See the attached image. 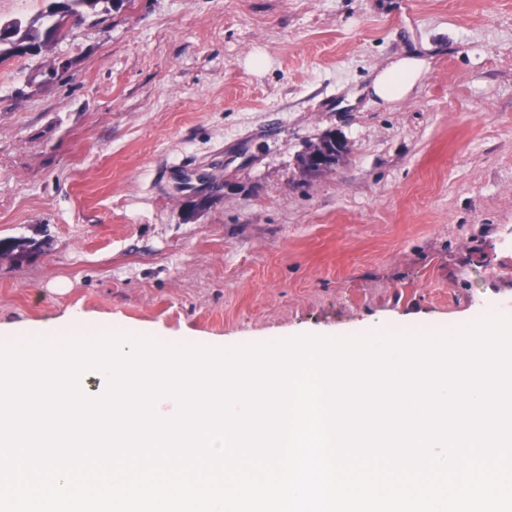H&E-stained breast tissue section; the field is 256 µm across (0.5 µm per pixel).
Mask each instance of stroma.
<instances>
[{"instance_id": "1", "label": "stroma", "mask_w": 512, "mask_h": 512, "mask_svg": "<svg viewBox=\"0 0 512 512\" xmlns=\"http://www.w3.org/2000/svg\"><path fill=\"white\" fill-rule=\"evenodd\" d=\"M406 55L429 69L375 97ZM329 133L343 157L303 172ZM0 239L42 247L0 258V345L75 309L228 349L512 317V0L86 15L0 62ZM425 65V61L416 57H402L388 62L373 76V93L386 101L408 96L423 75Z\"/></svg>"}]
</instances>
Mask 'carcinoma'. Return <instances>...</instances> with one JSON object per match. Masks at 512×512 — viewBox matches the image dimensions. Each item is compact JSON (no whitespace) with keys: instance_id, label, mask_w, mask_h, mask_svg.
Listing matches in <instances>:
<instances>
[{"instance_id":"obj_1","label":"carcinoma","mask_w":512,"mask_h":512,"mask_svg":"<svg viewBox=\"0 0 512 512\" xmlns=\"http://www.w3.org/2000/svg\"><path fill=\"white\" fill-rule=\"evenodd\" d=\"M133 0H67L58 10H49V24L36 18L26 24L7 23L0 33V62L10 57L36 55L43 48L67 36L68 17H81L84 12L119 10Z\"/></svg>"}]
</instances>
